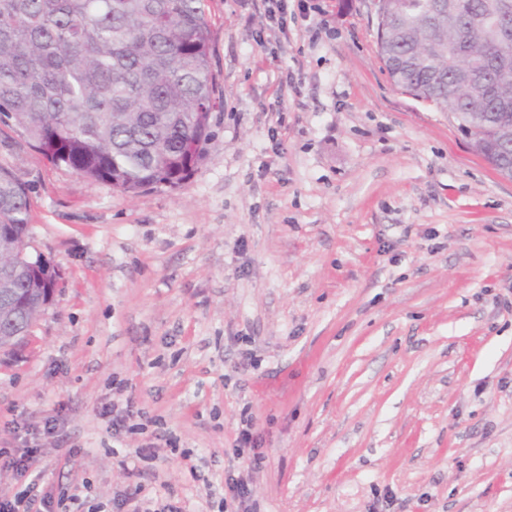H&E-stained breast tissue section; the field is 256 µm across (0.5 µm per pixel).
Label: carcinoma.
<instances>
[{
    "mask_svg": "<svg viewBox=\"0 0 512 512\" xmlns=\"http://www.w3.org/2000/svg\"><path fill=\"white\" fill-rule=\"evenodd\" d=\"M504 0H379L378 51L399 88L452 115L512 172V30ZM205 0H0V122L55 165L123 193L174 189L204 157L216 107ZM26 187L0 168V260L28 237ZM0 266V308L35 324L47 284Z\"/></svg>",
    "mask_w": 512,
    "mask_h": 512,
    "instance_id": "obj_1",
    "label": "carcinoma"
}]
</instances>
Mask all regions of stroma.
<instances>
[{
    "label": "stroma",
    "instance_id": "stroma-1",
    "mask_svg": "<svg viewBox=\"0 0 512 512\" xmlns=\"http://www.w3.org/2000/svg\"><path fill=\"white\" fill-rule=\"evenodd\" d=\"M287 4L282 32L207 0L220 105L179 188L88 182L0 123L60 274L0 354V448H38L70 512H224L231 475L255 512H512V181L393 84L377 0Z\"/></svg>",
    "mask_w": 512,
    "mask_h": 512
}]
</instances>
